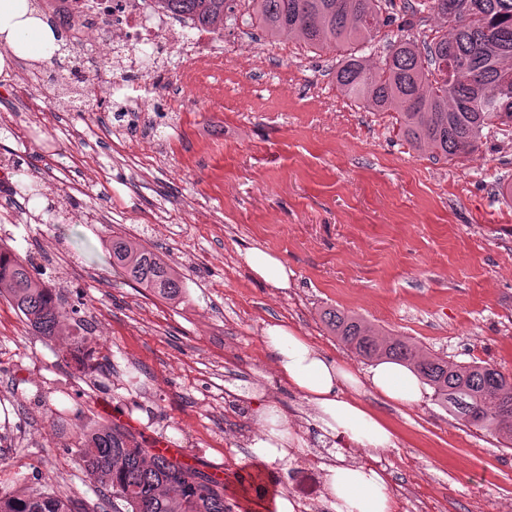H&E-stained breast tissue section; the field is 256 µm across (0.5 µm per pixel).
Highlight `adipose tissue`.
<instances>
[{
	"label": "adipose tissue",
	"mask_w": 512,
	"mask_h": 512,
	"mask_svg": "<svg viewBox=\"0 0 512 512\" xmlns=\"http://www.w3.org/2000/svg\"><path fill=\"white\" fill-rule=\"evenodd\" d=\"M57 48L53 31L34 0H0V81L12 77L11 58L48 62ZM245 261L268 287L289 288L292 270L267 248H250ZM266 343L280 374L313 405L324 435L347 437L370 454L391 447L394 433L377 414L346 397V390L367 388L405 406L419 403L425 393L417 373L397 361L384 360L365 373H357L281 325L267 327ZM256 418L260 428L250 440L252 456L265 462L288 458L292 438L282 412L266 404L257 410ZM323 470L326 487L336 500L335 512H391V496L382 471L342 459L324 465Z\"/></svg>",
	"instance_id": "1"
}]
</instances>
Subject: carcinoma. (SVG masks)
Here are the masks:
<instances>
[{"label":"carcinoma","instance_id":"carcinoma-1","mask_svg":"<svg viewBox=\"0 0 512 512\" xmlns=\"http://www.w3.org/2000/svg\"><path fill=\"white\" fill-rule=\"evenodd\" d=\"M175 16L204 27L224 25L237 0H161ZM468 11L448 12V0H247L249 17L272 43L297 38L334 50L336 87L372 112H397L405 140L434 157L461 160L479 148L494 125L499 71L512 68V0H457ZM440 23L419 39L415 27ZM403 20L397 38L375 63L363 53L382 29ZM112 267L165 300L182 297L184 281L171 265L124 235L108 239ZM6 294L40 336L59 335L68 317L62 295L0 250V295ZM322 321L352 353L413 368L435 399L457 419L512 449V376L486 363L461 367L423 353L409 340L383 337L337 308ZM76 461L90 481L123 503L125 512H230L212 478L143 447L127 431L94 420L77 430ZM0 512H90L73 501L32 489L0 491Z\"/></svg>","mask_w":512,"mask_h":512}]
</instances>
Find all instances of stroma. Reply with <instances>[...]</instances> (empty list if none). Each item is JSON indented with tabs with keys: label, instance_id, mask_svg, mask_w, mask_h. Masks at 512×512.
Segmentation results:
<instances>
[{
	"label": "stroma",
	"instance_id": "obj_1",
	"mask_svg": "<svg viewBox=\"0 0 512 512\" xmlns=\"http://www.w3.org/2000/svg\"><path fill=\"white\" fill-rule=\"evenodd\" d=\"M254 55L244 59L243 45ZM0 83V124L34 131L0 137V248L36 262L50 280L78 284L90 328L64 325L95 359L76 365L60 338L36 336L0 296V490L47 488L112 512V497L75 463L86 418L126 429L142 445L180 448V462L224 469L231 512H276L275 488L311 482L302 461L251 458L256 405H276L301 456L357 451L323 438L304 396L278 372L264 336L280 324L354 371L353 355L321 319L337 308L425 351L512 375V127L485 130L465 161L432 159L401 135L394 113L372 112L336 86V54L303 42L269 44L247 9L224 24L221 90L205 104L176 93L150 112L124 102L72 111L49 96V63H13ZM251 84L246 99L236 95ZM70 176L50 178L56 152ZM29 155L23 182L54 213L36 214L3 179ZM135 239L186 279L174 304L125 279L103 242ZM294 276L267 287L245 262L255 245ZM358 399L394 429L384 471L394 512H507L512 451L425 395L399 407L366 390Z\"/></svg>",
	"mask_w": 512,
	"mask_h": 512
}]
</instances>
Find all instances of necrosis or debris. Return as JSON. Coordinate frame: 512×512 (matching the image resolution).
<instances>
[{
    "mask_svg": "<svg viewBox=\"0 0 512 512\" xmlns=\"http://www.w3.org/2000/svg\"><path fill=\"white\" fill-rule=\"evenodd\" d=\"M74 50L82 55L77 75L91 79L97 107L119 99L135 101L150 111L177 86L191 89L195 99L209 103L218 90L208 72L224 61L221 32L174 19L160 0H54ZM161 61L153 75H144L145 58Z\"/></svg>",
    "mask_w": 512,
    "mask_h": 512,
    "instance_id": "4bbe7bcc",
    "label": "necrosis or debris"
}]
</instances>
